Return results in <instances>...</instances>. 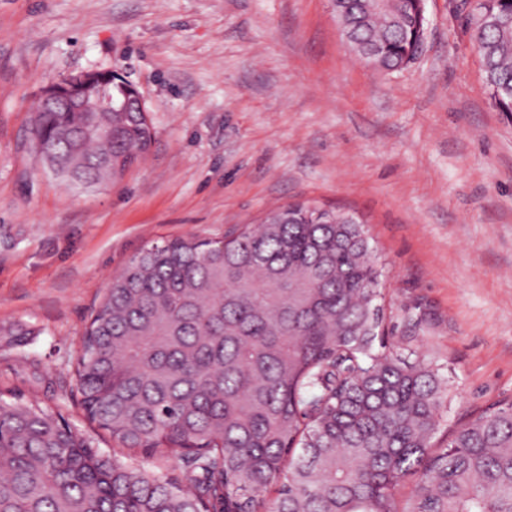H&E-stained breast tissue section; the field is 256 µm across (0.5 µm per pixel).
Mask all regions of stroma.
<instances>
[{
	"mask_svg": "<svg viewBox=\"0 0 512 512\" xmlns=\"http://www.w3.org/2000/svg\"><path fill=\"white\" fill-rule=\"evenodd\" d=\"M469 0H426L414 60L384 73L330 0H0V388L74 400L75 355L114 275L154 242L220 239L287 204L365 224L390 340L421 348L452 398L436 435L512 399V114L483 84ZM116 69L150 150L119 182L67 185L29 140L53 81ZM23 326V346L4 331Z\"/></svg>",
	"mask_w": 512,
	"mask_h": 512,
	"instance_id": "stroma-1",
	"label": "stroma"
}]
</instances>
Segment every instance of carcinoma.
<instances>
[{
	"label": "carcinoma",
	"mask_w": 512,
	"mask_h": 512,
	"mask_svg": "<svg viewBox=\"0 0 512 512\" xmlns=\"http://www.w3.org/2000/svg\"><path fill=\"white\" fill-rule=\"evenodd\" d=\"M357 53L411 62L417 21L342 0ZM512 0L468 29L487 89L512 112ZM132 83L108 84L112 102ZM135 112H41V162L112 184L152 145ZM382 271L362 225L290 204L224 243L169 239L112 278L76 361L81 406L124 453L61 408L0 390V512H512V400L433 447L450 389L387 342ZM176 456L174 477L143 459Z\"/></svg>",
	"instance_id": "carcinoma-1"
}]
</instances>
